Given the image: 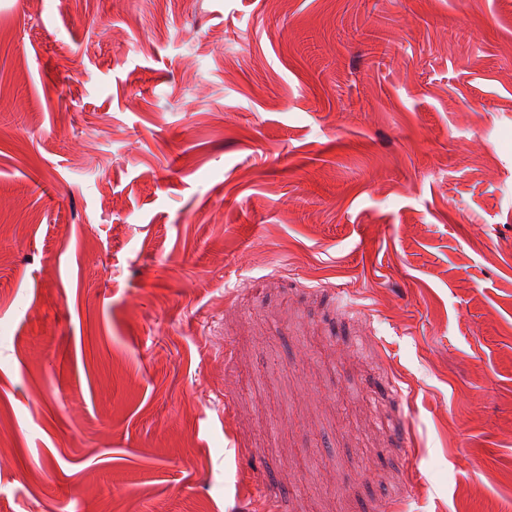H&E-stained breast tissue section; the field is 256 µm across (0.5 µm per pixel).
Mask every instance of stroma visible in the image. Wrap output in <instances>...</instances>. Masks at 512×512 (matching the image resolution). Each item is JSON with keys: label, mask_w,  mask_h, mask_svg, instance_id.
Segmentation results:
<instances>
[{"label": "stroma", "mask_w": 512, "mask_h": 512, "mask_svg": "<svg viewBox=\"0 0 512 512\" xmlns=\"http://www.w3.org/2000/svg\"><path fill=\"white\" fill-rule=\"evenodd\" d=\"M0 512L512 503V0H0Z\"/></svg>", "instance_id": "stroma-1"}]
</instances>
